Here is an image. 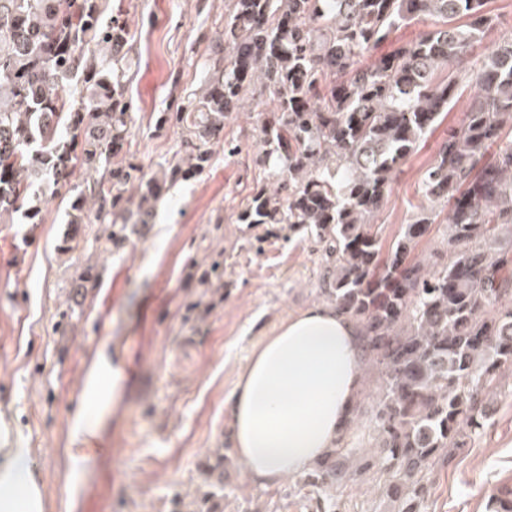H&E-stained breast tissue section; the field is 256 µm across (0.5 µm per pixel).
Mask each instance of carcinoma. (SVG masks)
<instances>
[{
	"label": "carcinoma",
	"mask_w": 512,
	"mask_h": 512,
	"mask_svg": "<svg viewBox=\"0 0 512 512\" xmlns=\"http://www.w3.org/2000/svg\"><path fill=\"white\" fill-rule=\"evenodd\" d=\"M224 34L207 57L199 100L160 123L190 150L162 176L109 167L130 134L122 51L132 29L111 0H0V224L38 223L44 190L108 166L96 194L70 204L67 223L152 222L166 185L205 166L208 145L246 109L256 113L264 184L242 224H286L320 247L321 293L358 332L362 389L338 442L305 476L311 512H341L336 487L377 464L397 512H423L434 468L445 466L494 415L500 369L512 364V35L467 69L494 26L488 0H229ZM433 28L364 65L399 27ZM472 91L426 169L407 223L384 243L377 223L393 177ZM137 195L136 209L129 207ZM445 228L444 257L416 248ZM369 416L374 462L350 437ZM203 468L208 506L223 512L224 462Z\"/></svg>",
	"instance_id": "1"
}]
</instances>
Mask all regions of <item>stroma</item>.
Returning a JSON list of instances; mask_svg holds the SVG:
<instances>
[{"label": "stroma", "mask_w": 512, "mask_h": 512, "mask_svg": "<svg viewBox=\"0 0 512 512\" xmlns=\"http://www.w3.org/2000/svg\"><path fill=\"white\" fill-rule=\"evenodd\" d=\"M136 30L125 49L135 118L121 163L160 174L184 149L161 113L193 99L224 29V0H112ZM468 104L460 98L393 179L378 217L387 233L407 223L424 172ZM234 144L231 154L226 144ZM105 169L48 189L40 223L0 224V422L28 449L44 512H191L208 489L202 462L230 461L224 512H309L295 481L258 484L235 459L231 394L254 347L288 316L324 303L315 242L237 213L264 177L259 129L249 114L226 122L203 170L175 182L150 224L113 243L107 224L72 230L71 200ZM112 352L116 388L101 430L72 437L86 368ZM492 424L430 474L427 512H492L512 495V366L493 397ZM89 456L74 470L73 459ZM384 477L368 470L338 487L343 512H388Z\"/></svg>", "instance_id": "stroma-1"}]
</instances>
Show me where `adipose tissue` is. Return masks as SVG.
Here are the masks:
<instances>
[{"label":"adipose tissue","mask_w":512,"mask_h":512,"mask_svg":"<svg viewBox=\"0 0 512 512\" xmlns=\"http://www.w3.org/2000/svg\"><path fill=\"white\" fill-rule=\"evenodd\" d=\"M357 332L333 306L289 316L253 350L232 392L235 452L248 475L274 483L311 468L334 445L360 381ZM112 376L99 351L87 369L74 435L94 433L96 398ZM28 449L0 441V512H43Z\"/></svg>","instance_id":"1"}]
</instances>
